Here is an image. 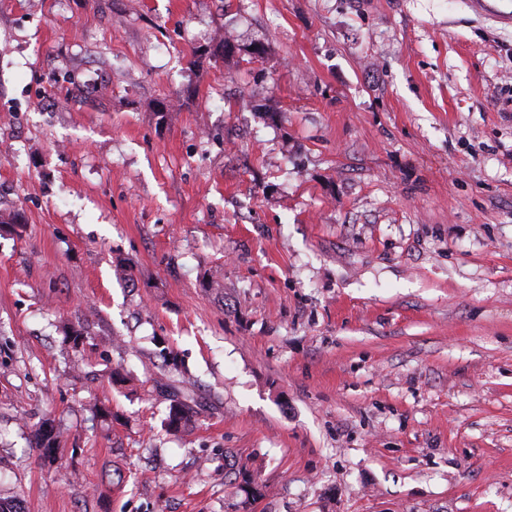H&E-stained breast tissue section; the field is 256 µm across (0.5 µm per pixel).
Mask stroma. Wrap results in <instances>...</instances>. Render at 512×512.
Masks as SVG:
<instances>
[{"label": "stroma", "mask_w": 512, "mask_h": 512, "mask_svg": "<svg viewBox=\"0 0 512 512\" xmlns=\"http://www.w3.org/2000/svg\"><path fill=\"white\" fill-rule=\"evenodd\" d=\"M2 142L25 512H512V0H0Z\"/></svg>", "instance_id": "1"}]
</instances>
